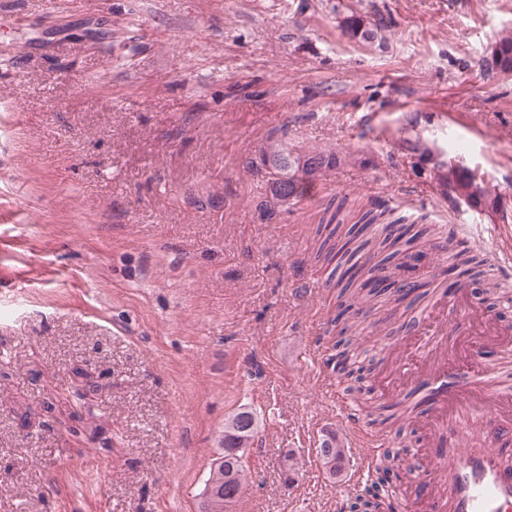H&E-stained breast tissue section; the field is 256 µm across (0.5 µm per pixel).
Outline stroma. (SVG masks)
<instances>
[{
	"label": "stroma",
	"instance_id": "obj_1",
	"mask_svg": "<svg viewBox=\"0 0 512 512\" xmlns=\"http://www.w3.org/2000/svg\"><path fill=\"white\" fill-rule=\"evenodd\" d=\"M0 0V512H200L224 421L254 411L229 512H336L327 433L358 444L325 357L336 294L315 263L324 208L381 205L434 232L460 225L488 275L512 240V77L480 60L512 0ZM393 23L384 47L343 36L350 11ZM482 174L495 210L451 204L432 161ZM342 163L265 220L268 139ZM424 302L367 317L364 384L413 347ZM449 368L512 366L460 327ZM373 459L428 433L370 423ZM294 482H285V468Z\"/></svg>",
	"mask_w": 512,
	"mask_h": 512
}]
</instances>
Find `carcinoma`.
<instances>
[{"instance_id": "obj_1", "label": "carcinoma", "mask_w": 512, "mask_h": 512, "mask_svg": "<svg viewBox=\"0 0 512 512\" xmlns=\"http://www.w3.org/2000/svg\"><path fill=\"white\" fill-rule=\"evenodd\" d=\"M340 27L348 40L367 47L382 42L391 23L381 13L353 11L343 17ZM482 66L487 72L512 76L511 35H503L492 43L482 58ZM341 161L335 151L296 152L280 140L268 142L261 152L270 194L282 204L302 198L309 186ZM433 172L443 198L453 202L461 199L474 206L489 202L474 171L439 160L434 162ZM345 205L343 198L336 208L325 209L315 229L318 243L315 259L330 267L326 285L336 289L337 339L332 360L345 380L358 381L363 365L354 345L361 318L369 313L393 316L390 303L395 296L404 299L403 287L391 291L379 287V282L392 281L396 271L411 259L413 244L427 234V229L413 233L414 225L403 224L398 219L386 220L385 211L378 206L351 216L345 212ZM350 218L354 222L349 225ZM420 407V402L406 399L383 404L378 410L387 415L373 422L399 420ZM256 431L257 421L250 411H240L224 424L221 453L202 492L201 512H228L240 496L245 478L243 457ZM318 457L330 477L343 476L347 449L341 447L334 434L322 441ZM384 505V499L376 495L359 496L352 508L356 512H383Z\"/></svg>"}]
</instances>
